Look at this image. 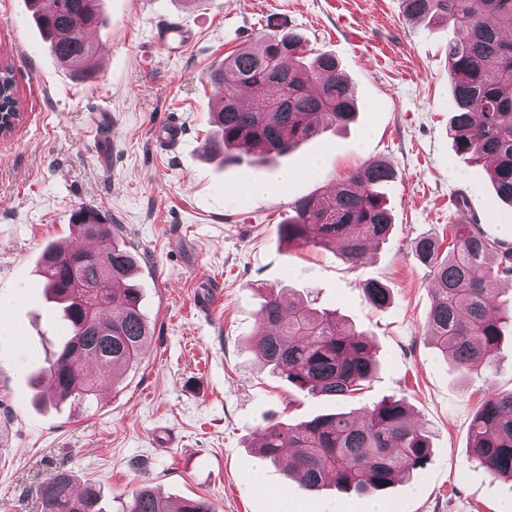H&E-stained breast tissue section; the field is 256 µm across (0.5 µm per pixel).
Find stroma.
Here are the masks:
<instances>
[{"label":"stroma","mask_w":512,"mask_h":512,"mask_svg":"<svg viewBox=\"0 0 512 512\" xmlns=\"http://www.w3.org/2000/svg\"><path fill=\"white\" fill-rule=\"evenodd\" d=\"M90 40L110 64L91 80L61 65L34 22L31 0H0V55L11 58L25 115L0 138V512H36L35 487L57 471L96 485L105 512H124L136 488L172 501L205 499L216 512H504L512 482L471 462V420L484 397L512 389V329L501 361L463 378L427 335L429 271L413 244L467 220L504 238L512 205L496 200L485 165L448 136L453 110L448 45L457 32L407 20L402 0H102ZM285 18L308 50L336 58L358 114L262 165L204 155L216 97L206 75ZM182 23L179 54L155 29ZM181 123L178 150L158 143ZM373 159L396 178L385 188L392 231L359 265L282 242L279 226L303 197L335 189ZM265 186L250 193L252 184ZM100 212L139 256L136 283L151 330L120 380L93 367L85 404H58L30 378L67 327L40 273L43 249L73 239L78 208ZM390 288L384 308L364 288ZM293 289L310 306L365 331L379 369L355 400L295 392L263 369L251 344L256 287ZM403 399L430 433L420 473L385 496L316 494L258 458L269 420L300 423Z\"/></svg>","instance_id":"stroma-1"}]
</instances>
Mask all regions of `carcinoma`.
Listing matches in <instances>:
<instances>
[{
	"mask_svg": "<svg viewBox=\"0 0 512 512\" xmlns=\"http://www.w3.org/2000/svg\"><path fill=\"white\" fill-rule=\"evenodd\" d=\"M410 20L450 24L459 33L448 45L454 112L449 135L458 152L488 165L496 197L512 204V0H403ZM100 0H53L39 9L35 22L50 39L55 58L76 66L80 78L96 75L95 50L86 33L101 23ZM211 84L223 87L211 123L218 135L203 151L227 155L246 142L255 164L269 154L286 155L319 132L323 124L344 126L355 117L350 82L336 59L326 53L307 58L301 38L281 31L243 47L210 70ZM251 107H238L239 94ZM13 64L0 67V113L23 112ZM396 172L373 160L351 172L336 190L304 197L293 215L279 225L290 244L339 247L345 262L363 260L392 229L391 209L382 188ZM72 223L87 237L104 243L96 252L72 253L48 245L41 255L46 288L61 305L69 335L39 372L38 381L57 380L62 401L82 403L95 392L84 371L90 361L117 371L140 363L150 337L141 291L133 283L135 253L116 241L114 225L95 211L80 209ZM417 259L428 269L434 288L427 326L434 346L451 358L459 373L495 366L512 310L499 300V281L512 278V246L488 238L476 224L448 225V238L415 241ZM101 294L102 306L89 314L71 288L73 281ZM259 309L251 342L263 366L295 390L332 399H352L367 388L379 366L367 334L295 299L286 288L255 289ZM368 301L383 307L390 289L381 282L365 288ZM405 402L384 397L351 412L310 421L268 424L257 452L285 463L286 475L309 492L334 483L344 491L379 494L429 463V432L408 423ZM469 459L494 477L512 480V391L491 394L470 424ZM75 478L66 471L37 486L39 512H103L100 492L74 493ZM124 512H213L208 502L190 499L173 506L148 488L135 492Z\"/></svg>",
	"mask_w": 512,
	"mask_h": 512,
	"instance_id": "1",
	"label": "carcinoma"
}]
</instances>
